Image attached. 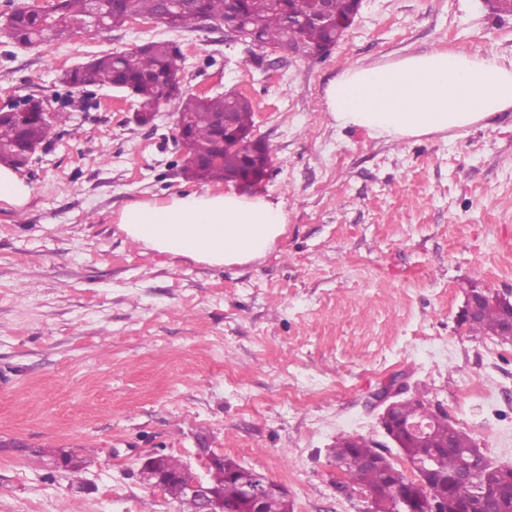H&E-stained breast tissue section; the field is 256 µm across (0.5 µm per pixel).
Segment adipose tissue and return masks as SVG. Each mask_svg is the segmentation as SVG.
<instances>
[{"label": "adipose tissue", "mask_w": 512, "mask_h": 512, "mask_svg": "<svg viewBox=\"0 0 512 512\" xmlns=\"http://www.w3.org/2000/svg\"><path fill=\"white\" fill-rule=\"evenodd\" d=\"M325 104L336 126L375 138L459 134L512 110V61L489 52L430 50L352 65L329 82ZM118 222L145 248L224 267L263 258L288 219L282 202L264 196L193 191L126 204Z\"/></svg>", "instance_id": "obj_1"}]
</instances>
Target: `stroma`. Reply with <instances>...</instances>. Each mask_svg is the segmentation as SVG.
<instances>
[{
    "mask_svg": "<svg viewBox=\"0 0 512 512\" xmlns=\"http://www.w3.org/2000/svg\"><path fill=\"white\" fill-rule=\"evenodd\" d=\"M151 40L180 47L190 92L251 101L254 135L275 148L256 192L288 216L263 259L213 268L120 228L128 203L231 189L180 176L175 103L139 125L135 98L93 85L78 102L60 81ZM436 48L511 60L512 15L363 0L318 60L157 22L32 47L0 32V104L40 95L78 129L53 128L23 169L24 210L0 206V512H180L142 463L162 453L201 475L210 452L283 485L294 512H360L359 491L336 488L337 437L373 438L416 476L372 405L394 377L512 467V344L458 321L470 290L512 294V111L404 142L325 114L344 68ZM482 380L497 398L469 394Z\"/></svg>",
    "mask_w": 512,
    "mask_h": 512,
    "instance_id": "1",
    "label": "stroma"
}]
</instances>
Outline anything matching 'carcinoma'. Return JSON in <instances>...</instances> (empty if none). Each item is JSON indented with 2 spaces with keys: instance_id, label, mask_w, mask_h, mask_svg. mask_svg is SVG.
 Listing matches in <instances>:
<instances>
[{
  "instance_id": "obj_1",
  "label": "carcinoma",
  "mask_w": 512,
  "mask_h": 512,
  "mask_svg": "<svg viewBox=\"0 0 512 512\" xmlns=\"http://www.w3.org/2000/svg\"><path fill=\"white\" fill-rule=\"evenodd\" d=\"M92 0H53L47 8L17 6L3 16L12 20L8 36L17 43L60 41L75 34V23L88 18ZM241 9L259 38L270 47L286 48L293 44L303 47V55L314 59L313 48L332 41L336 24L345 23L352 13V0H333L334 20L327 24L291 23L292 16L306 15L317 8L316 0H198L193 6L173 14L174 29L192 31L203 18L220 22L230 10ZM101 12L111 27H121L132 19H154L166 14V0H102ZM180 50L171 42L148 41L135 52L107 53L92 58L86 69L76 67L64 77L67 84L91 83L98 86L133 88L143 112L158 108L165 96L177 102L178 112L187 120L188 157L183 166L187 178L199 183L238 181L248 187L266 174L275 148L270 142L252 136L253 106L249 99L238 94L219 93L200 96L175 88L169 92L159 82L161 76L172 72ZM229 114L241 135L220 141L213 119ZM68 119L66 112H53L49 119L30 117L22 121L0 118V163L12 167L26 165L30 156L26 146H38L47 138L50 129ZM509 306L484 302L480 314L467 324L475 335L497 333L506 321ZM424 406L420 399L402 403L399 416L406 422L424 424L422 433L408 440L403 449L409 460L432 459L433 480L429 488L405 479L387 457L370 466L366 459L373 454L374 441L365 437H341L336 441L333 458L345 463L341 488L358 489L378 496L380 512H388L395 495L416 494L424 498L443 496L448 478L459 465V450L474 443L462 430L448 421V415L434 411L421 418ZM480 474L487 486L484 498L474 502L476 512H509L512 494L502 480L504 471L490 465L486 458L479 460ZM210 483L218 487L224 499V512L241 509L245 482L254 479L258 471L246 468L231 458L224 459V468L209 470ZM163 494L177 501L182 512H197V505L184 494L182 483L174 478L162 485Z\"/></svg>"
}]
</instances>
